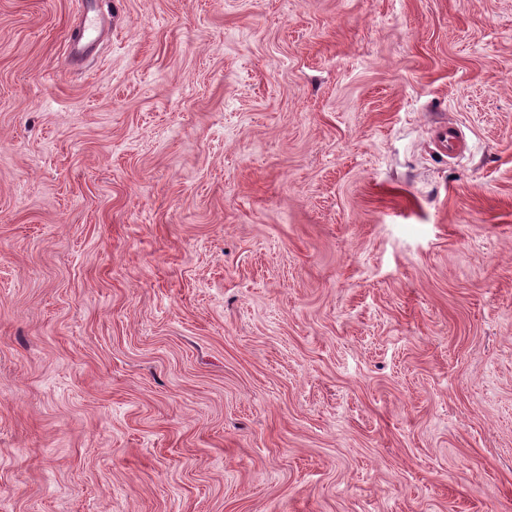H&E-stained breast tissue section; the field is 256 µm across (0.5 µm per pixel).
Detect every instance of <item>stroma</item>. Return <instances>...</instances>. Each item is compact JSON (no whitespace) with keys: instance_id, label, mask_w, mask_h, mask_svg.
Segmentation results:
<instances>
[{"instance_id":"35a3bbf8","label":"stroma","mask_w":512,"mask_h":512,"mask_svg":"<svg viewBox=\"0 0 512 512\" xmlns=\"http://www.w3.org/2000/svg\"><path fill=\"white\" fill-rule=\"evenodd\" d=\"M0 512H512V0H0ZM435 146L448 151V156H454L463 148V141L456 128L439 127L434 133Z\"/></svg>"}]
</instances>
